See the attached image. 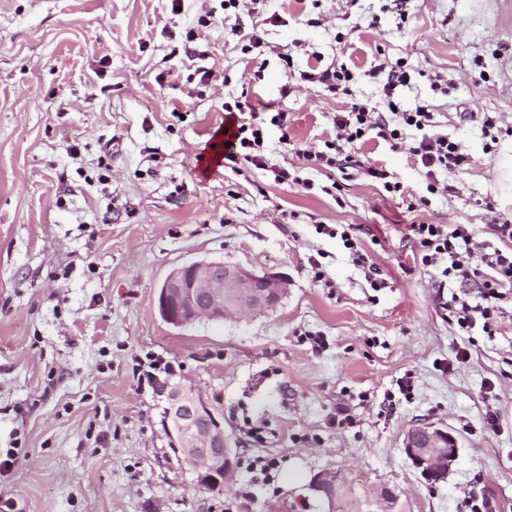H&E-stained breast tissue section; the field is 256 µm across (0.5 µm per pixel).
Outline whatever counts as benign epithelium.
I'll list each match as a JSON object with an SVG mask.
<instances>
[{"label": "benign epithelium", "instance_id": "7a95c632", "mask_svg": "<svg viewBox=\"0 0 512 512\" xmlns=\"http://www.w3.org/2000/svg\"><path fill=\"white\" fill-rule=\"evenodd\" d=\"M286 292L287 282L277 273L258 274L240 265L201 259L166 276L157 294V308L168 324L186 326L203 319L222 321L241 310L273 309ZM153 389L164 403L163 425L172 451L192 466L196 486L210 491L223 488L235 461L218 414L183 378L176 383L156 379ZM403 448L413 466L429 482L437 483L457 460L459 443L448 429L424 421L406 431ZM310 489L325 498L331 509H344V487L336 473L316 474Z\"/></svg>", "mask_w": 512, "mask_h": 512}]
</instances>
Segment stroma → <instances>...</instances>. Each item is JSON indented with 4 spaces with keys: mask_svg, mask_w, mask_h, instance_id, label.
<instances>
[{
    "mask_svg": "<svg viewBox=\"0 0 512 512\" xmlns=\"http://www.w3.org/2000/svg\"><path fill=\"white\" fill-rule=\"evenodd\" d=\"M237 13L262 26L264 54L244 51L222 0L176 13L169 0H0V460L12 462L0 512H328L309 489L324 469L362 496L395 488L407 512L484 500L512 512V305L501 334L459 335L442 304L460 284L420 266L402 232L512 210L498 172L512 143V0H260ZM383 62L411 76L401 107L432 105L437 132L473 157L438 175L458 193L428 195L407 149L374 138L356 153L404 195L302 158L351 104L384 111L386 77L371 73ZM334 64L353 76L347 93L306 80ZM235 101L247 123L259 103L287 114V131L266 128L268 157L312 189L247 164L202 168ZM320 224L350 225L385 287ZM203 258L280 274L288 291L262 313L165 323L158 287ZM155 366L223 416L236 471L222 490L196 487L171 451ZM490 410L499 431L484 426ZM423 420L459 441L437 484L403 451Z\"/></svg>",
    "mask_w": 512,
    "mask_h": 512,
    "instance_id": "1",
    "label": "stroma"
}]
</instances>
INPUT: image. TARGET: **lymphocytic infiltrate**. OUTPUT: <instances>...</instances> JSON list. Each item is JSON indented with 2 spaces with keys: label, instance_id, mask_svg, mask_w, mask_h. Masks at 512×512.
Instances as JSON below:
<instances>
[{
  "label": "lymphocytic infiltrate",
  "instance_id": "1",
  "mask_svg": "<svg viewBox=\"0 0 512 512\" xmlns=\"http://www.w3.org/2000/svg\"><path fill=\"white\" fill-rule=\"evenodd\" d=\"M268 124L286 127L284 113L277 112L268 118L263 113H254L252 123L234 131L225 160L267 169L264 127ZM334 125L335 135L326 142L324 150L304 151V158L324 170L352 168L361 171L390 194H403L402 183L395 181L387 169L365 164L350 151L351 146L367 134H375L396 149L409 132H420L411 157L424 174L427 191L433 195L455 191L454 186L440 184L438 171H458L471 162L447 135L435 132L434 114L425 105L404 110L398 101L391 99L386 111L373 112L356 104L349 111L337 113ZM406 231L416 245L421 265L442 264L444 278L475 288L476 303L456 296L448 307L459 331L469 334L478 329L490 336L498 333L503 306L512 303V214L496 213L489 225V233L499 241L495 247L480 240L472 224H410Z\"/></svg>",
  "mask_w": 512,
  "mask_h": 512
}]
</instances>
